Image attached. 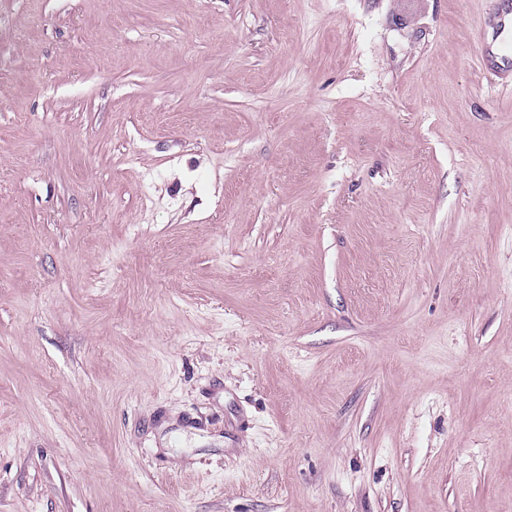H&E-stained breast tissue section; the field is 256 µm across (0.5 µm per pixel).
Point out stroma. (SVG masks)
Segmentation results:
<instances>
[{
  "label": "stroma",
  "mask_w": 512,
  "mask_h": 512,
  "mask_svg": "<svg viewBox=\"0 0 512 512\" xmlns=\"http://www.w3.org/2000/svg\"><path fill=\"white\" fill-rule=\"evenodd\" d=\"M501 0H0V512H512Z\"/></svg>",
  "instance_id": "obj_1"
}]
</instances>
